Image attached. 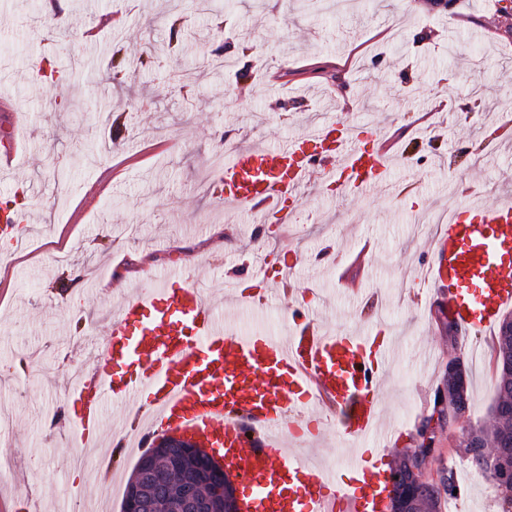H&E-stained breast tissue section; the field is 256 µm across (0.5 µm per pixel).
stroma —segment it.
Here are the masks:
<instances>
[{
	"instance_id": "obj_1",
	"label": "stroma",
	"mask_w": 512,
	"mask_h": 512,
	"mask_svg": "<svg viewBox=\"0 0 512 512\" xmlns=\"http://www.w3.org/2000/svg\"><path fill=\"white\" fill-rule=\"evenodd\" d=\"M331 2L210 0L204 10L199 0H67L55 55L77 64L49 86L29 78L47 38L41 0H0V94L21 104L0 118V142L19 144L14 171L0 173V199L14 195L17 181L33 186L30 244L0 260V410L10 416L0 441L12 450L0 497H17L16 512H116L97 499L89 475L134 465L108 442L89 449L77 472L66 464L74 444L48 426L65 406L64 358L84 361L82 341L105 339L86 314L117 309L175 277L210 290L236 331L283 336L289 322L279 297L243 309L225 298L232 277L272 274L277 260L293 264L294 283L326 329L380 327L397 337L371 447L393 460L418 447L422 426L431 425L441 436L428 475L455 464L457 512H498L492 484L471 479L463 453L494 401L493 335L462 332L470 406L456 425L435 419L453 349L437 291L412 279L410 258L425 255L431 226L467 191L479 190L483 203L512 191V147L486 145L490 122L512 105V0H456L450 9L426 0H345L339 9ZM172 11L184 20L176 35L165 23ZM111 13L115 27L86 41L94 18ZM225 39L253 46L247 78L236 79L229 63L222 76L210 74L206 52ZM117 46L126 62L119 89L107 68ZM265 70L279 82H262ZM181 73L192 77L185 97L175 83ZM477 80V112L429 111L418 122L436 96L471 100ZM55 100L78 102L82 112L56 111ZM332 113L391 127L404 162L390 180L409 185L407 194H313L296 224L271 226L264 238L254 237L247 216L205 195L236 144L282 142L307 118ZM364 247L368 262L353 292L337 269ZM87 267L93 280L65 309L62 284Z\"/></svg>"
}]
</instances>
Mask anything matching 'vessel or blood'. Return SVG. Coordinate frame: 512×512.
Listing matches in <instances>:
<instances>
[{
    "label": "vessel or blood",
    "mask_w": 512,
    "mask_h": 512,
    "mask_svg": "<svg viewBox=\"0 0 512 512\" xmlns=\"http://www.w3.org/2000/svg\"><path fill=\"white\" fill-rule=\"evenodd\" d=\"M395 159L384 126L371 125L363 146L350 121L318 120L276 145L234 147L213 198L224 209L249 211L256 224H293L307 187L321 192L338 182L361 196L386 185ZM24 222L19 201L0 204L1 241L17 244ZM510 244L512 202L459 205L434 224L430 259L417 277L439 288L449 318L464 330L493 331L512 308V266L501 261ZM476 275L475 301L461 286ZM296 294L282 291L291 324L282 337L225 328L205 292L183 279L126 298L106 318L107 339L72 387L81 410L68 436L100 447L109 401L131 416L140 447L166 426L223 455L227 473L250 489L243 512H387L394 476L365 459L362 446L379 426L391 347L368 333L325 332ZM127 362L137 372L119 378L116 369ZM320 406L337 447L351 450L352 480L336 494L328 491L335 470L297 453L320 434L312 426Z\"/></svg>",
    "instance_id": "vessel-or-blood-1"
}]
</instances>
